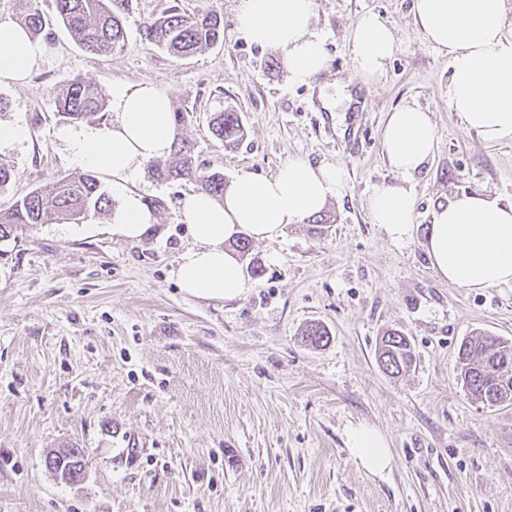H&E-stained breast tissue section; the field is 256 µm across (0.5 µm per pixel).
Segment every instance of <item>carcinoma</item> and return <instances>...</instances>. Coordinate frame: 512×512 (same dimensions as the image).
Returning a JSON list of instances; mask_svg holds the SVG:
<instances>
[{"instance_id":"obj_1","label":"carcinoma","mask_w":512,"mask_h":512,"mask_svg":"<svg viewBox=\"0 0 512 512\" xmlns=\"http://www.w3.org/2000/svg\"><path fill=\"white\" fill-rule=\"evenodd\" d=\"M129 0H56L57 18L84 49L95 55H108L126 46L124 26ZM17 23L30 36L48 35L49 19L41 8V0H16ZM140 35L154 42L174 57H189L224 41V17L213 6L192 13L171 5L159 15L143 21ZM58 115L71 123L92 122L105 110L106 103L90 84L75 79L55 96ZM191 118L190 111L173 112L175 130L174 159L150 162L154 177L163 182L193 181L198 189L220 199L224 195V174L198 163L193 145L178 134ZM215 138L222 144L237 145L243 141L245 127L240 113L226 110L211 118ZM112 207V199L91 172L55 178L36 188L7 209H0V240L10 238L17 230L35 224H79L89 213L104 214ZM303 338L312 345L329 340L320 324H310ZM512 344L491 336H475L462 341L459 352L460 376L471 397L488 405L512 403V368L501 371L496 355ZM377 360H385L390 374L407 372L413 363L408 337L391 330L381 337ZM86 451L70 448L60 459L61 475L81 472L86 465Z\"/></svg>"}]
</instances>
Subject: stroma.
Instances as JSON below:
<instances>
[{"instance_id": "35a3bbf8", "label": "stroma", "mask_w": 512, "mask_h": 512, "mask_svg": "<svg viewBox=\"0 0 512 512\" xmlns=\"http://www.w3.org/2000/svg\"><path fill=\"white\" fill-rule=\"evenodd\" d=\"M173 1L188 12L216 6L223 44L177 58L141 38V22ZM314 2L328 67L305 84L267 70L283 51L239 36V0H131L127 47L105 56L54 25L51 54L28 81L0 83V120L29 131L0 151L16 172L0 209L75 172L54 136V96L76 78L103 97L116 82H150L192 110L181 134L225 182L273 176L300 155L344 164L349 183L322 223L251 241L243 264L259 273L232 301L190 296L175 281L193 244L181 221L192 182L144 172L136 190L163 207L138 242L106 214L1 241L0 512H512V405L474 402L457 369L468 336L512 342V288L450 286L421 247L433 210L456 193L512 201V137L486 143L449 108L448 58L419 30L413 0ZM365 13L398 39L367 86L351 59ZM407 104L431 114L437 149L411 182L412 236L396 243L366 199L395 178L381 139ZM226 109L247 131L233 149L208 124ZM314 322L330 335L320 346L301 339ZM390 329L415 355L399 378L376 360ZM358 423L387 439L390 472L370 475L350 457L345 430ZM71 445L87 451L77 485L45 463Z\"/></svg>"}]
</instances>
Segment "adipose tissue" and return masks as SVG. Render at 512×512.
Listing matches in <instances>:
<instances>
[{
    "instance_id": "adipose-tissue-1",
    "label": "adipose tissue",
    "mask_w": 512,
    "mask_h": 512,
    "mask_svg": "<svg viewBox=\"0 0 512 512\" xmlns=\"http://www.w3.org/2000/svg\"><path fill=\"white\" fill-rule=\"evenodd\" d=\"M512 0H414V19L429 43L446 54L452 69L448 105L467 128L484 141L512 136V37L504 17ZM314 0H240L237 31L248 42L282 50L288 75L303 84L328 67L323 37L312 28ZM397 48L393 32L372 14L354 24L351 55L361 82L383 72ZM50 54L48 43L30 37L24 27L0 21V83L24 81ZM114 118L102 125L67 124L55 131L71 163L103 172L117 204L113 230L138 240L155 217L141 194L131 188L146 164L167 158L175 129L171 101L156 86L114 83L110 90ZM395 174L375 185L367 198L372 223L390 240L409 239L414 228L415 197L409 186L436 149L431 115L414 105L390 112L381 140ZM344 164L313 165L289 158L270 177L238 176L223 199L198 191L181 209L194 240L174 271L179 287L201 299L235 300L247 291L238 254L228 244L238 237L273 239L291 224L320 212L330 199L346 194ZM434 273L448 285L479 292L512 288V202L461 192L438 205L422 242ZM350 456L373 475L389 470L393 459L386 438L358 424L347 428Z\"/></svg>"
}]
</instances>
